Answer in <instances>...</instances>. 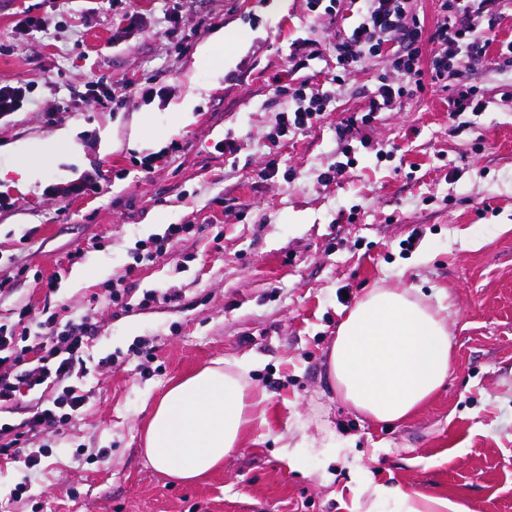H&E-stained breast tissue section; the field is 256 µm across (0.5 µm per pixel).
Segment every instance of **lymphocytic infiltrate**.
Listing matches in <instances>:
<instances>
[{
    "label": "lymphocytic infiltrate",
    "instance_id": "obj_1",
    "mask_svg": "<svg viewBox=\"0 0 512 512\" xmlns=\"http://www.w3.org/2000/svg\"><path fill=\"white\" fill-rule=\"evenodd\" d=\"M506 0H438L437 18L432 28H425L419 16L410 12V0H363L364 18L357 26L338 39L332 47L316 41L291 44L290 58L306 60L323 58L325 52L336 55L338 64L352 66L363 64L368 58L378 56L383 45L392 36H399L408 47L406 53L394 56L392 65L401 71L405 84L392 85L380 80L367 104V118L377 113L394 110L403 97L424 91L426 84H443L448 69L457 57L463 56L477 64L486 56L492 41L488 29L479 26L483 17L501 13ZM435 44L436 50L428 67H421L419 51L421 40ZM280 96H290L294 106L282 112L278 131H302L311 127L314 120L325 112L332 101L330 91L315 89H289L276 85ZM95 335L94 328L84 322L69 324L58 332L53 342H36L31 348L17 346L13 332L0 330V408L10 409L40 390L55 386L56 397L37 407L25 428L13 424L0 425V469L21 461L27 468L40 466L44 449L26 445L27 433L53 427L62 416H79L87 404L86 392L72 384L76 371L82 370L83 354Z\"/></svg>",
    "mask_w": 512,
    "mask_h": 512
}]
</instances>
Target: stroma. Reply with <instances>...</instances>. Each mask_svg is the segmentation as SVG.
<instances>
[{
  "instance_id": "1",
  "label": "stroma",
  "mask_w": 512,
  "mask_h": 512,
  "mask_svg": "<svg viewBox=\"0 0 512 512\" xmlns=\"http://www.w3.org/2000/svg\"><path fill=\"white\" fill-rule=\"evenodd\" d=\"M83 7L0 5V46L12 49L0 80L30 86L20 111L0 114V324L27 307L97 329L83 414L30 437L47 451L38 468L0 472V512H351L368 507L374 485L512 512V67L495 63L512 41V8L493 20L482 65L459 59L448 87L413 93L342 139L338 126L366 110L378 77L398 81L399 41L345 71L331 54L292 72L288 53L296 40L336 41L358 0H336L332 16L306 0H192L182 52L151 32L112 43L111 6L87 27ZM26 14L47 18L48 33L20 29ZM221 31L245 37L227 44L218 73L197 54ZM90 72L121 105L60 111ZM337 73L318 123L275 138L289 99L274 77L295 87ZM150 82L167 95L142 99L137 86ZM457 83L477 87L484 111L449 114ZM189 96L195 120L182 127L177 106ZM64 127L73 148L59 153ZM224 139L241 152L218 153ZM17 142L44 159L29 185L6 150ZM340 162L346 172L323 181ZM270 165L274 176L259 178ZM80 182L88 190L71 193ZM170 224L190 231L135 262L139 241ZM395 286L447 307L453 363L415 414L374 425L336 393L328 351L367 291ZM116 287L181 299L124 311ZM224 360L247 361L271 431L203 481L175 482L141 451L151 407L175 380Z\"/></svg>"
}]
</instances>
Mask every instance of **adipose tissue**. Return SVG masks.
<instances>
[{
    "mask_svg": "<svg viewBox=\"0 0 512 512\" xmlns=\"http://www.w3.org/2000/svg\"><path fill=\"white\" fill-rule=\"evenodd\" d=\"M337 393L375 424L402 421L445 383L452 365L448 323L407 288H375L340 323L328 356ZM240 363L205 367L174 383L153 408L143 454L182 484L209 475L268 426L265 392ZM368 512H471L462 499L374 487Z\"/></svg>",
    "mask_w": 512,
    "mask_h": 512,
    "instance_id": "ef3b65f1",
    "label": "adipose tissue"
}]
</instances>
